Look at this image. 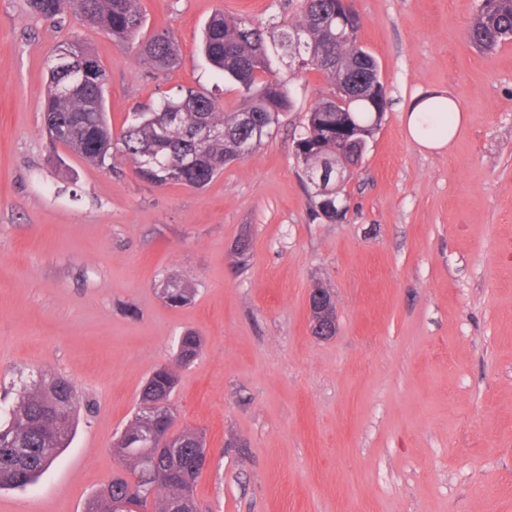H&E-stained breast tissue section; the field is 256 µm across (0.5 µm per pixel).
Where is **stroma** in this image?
<instances>
[{"label": "stroma", "mask_w": 512, "mask_h": 512, "mask_svg": "<svg viewBox=\"0 0 512 512\" xmlns=\"http://www.w3.org/2000/svg\"><path fill=\"white\" fill-rule=\"evenodd\" d=\"M355 7L388 107L333 222L314 217L295 152L329 89L316 72L281 67L291 109L203 188L47 151L62 44L80 39L103 66L113 129L187 86L236 108L198 53L202 29L217 13L275 27L288 0H140L144 35L180 46L163 71L96 27L0 0V397L48 372L88 403L69 448L0 491V512H84L142 386L189 330L203 347L178 371L172 430L207 444L199 512H512V40L468 42L478 0ZM431 91L462 114L439 150L404 121ZM170 277L191 304L161 299ZM318 285L336 306L327 339L311 331Z\"/></svg>", "instance_id": "1"}]
</instances>
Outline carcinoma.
Wrapping results in <instances>:
<instances>
[{
  "label": "carcinoma",
  "mask_w": 512,
  "mask_h": 512,
  "mask_svg": "<svg viewBox=\"0 0 512 512\" xmlns=\"http://www.w3.org/2000/svg\"><path fill=\"white\" fill-rule=\"evenodd\" d=\"M32 12L55 21L70 12L100 28L113 39L129 43L153 68L168 70L179 61L180 48L169 32L141 37L143 17L139 0H30ZM340 0H301L299 10L267 35L262 25L246 17L217 15L207 24L203 52L215 71L240 89L246 104L234 110L209 92L187 87L175 98L164 97L156 106L139 109L134 121L119 135L112 134L105 112L106 74L98 59L74 41L69 48L80 54L75 66L90 64L94 78L59 95L54 86L63 77L48 69L44 127L58 132L52 147L62 145L83 159L99 165L116 155L130 159L136 173L157 186L208 185L224 164L249 155L259 146L292 100L278 79L277 64L300 72L317 71L330 85L327 95L309 110L296 139L297 159L304 175L318 180L327 173L329 204L312 194L317 218L334 221L343 216L342 190L336 189V156L340 146H368L388 105L376 60L358 42L360 14L346 30L336 15L343 14ZM471 44L492 50L512 40V0H479V9L468 30ZM349 88L336 97V89ZM210 124L223 136L196 146L193 130ZM162 297L172 307L192 302L195 291L176 280L166 281ZM202 351L197 333L179 337L175 359L157 367L139 396V411L114 452L122 471L112 477L87 503L85 512H197L195 488L202 472L201 437L192 430L175 435L174 447L145 445L151 432L170 433L174 415L170 406L177 386L175 368L193 363ZM81 396L71 381L41 374L23 382L15 402L0 421V490L33 482L56 460L71 438Z\"/></svg>",
  "instance_id": "1"
}]
</instances>
